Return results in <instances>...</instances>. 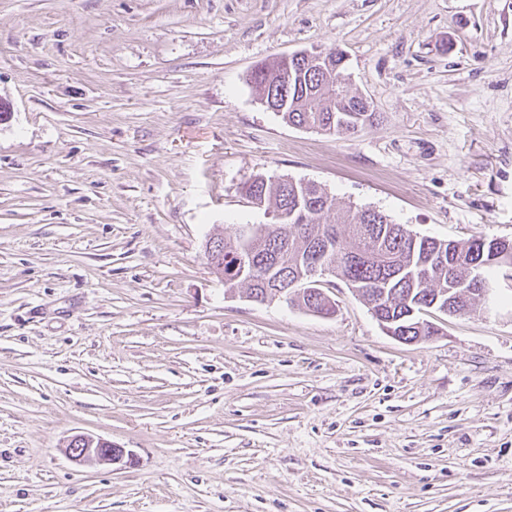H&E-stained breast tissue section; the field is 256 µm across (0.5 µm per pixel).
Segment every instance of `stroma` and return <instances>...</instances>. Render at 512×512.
I'll return each instance as SVG.
<instances>
[{
    "instance_id": "obj_1",
    "label": "stroma",
    "mask_w": 512,
    "mask_h": 512,
    "mask_svg": "<svg viewBox=\"0 0 512 512\" xmlns=\"http://www.w3.org/2000/svg\"><path fill=\"white\" fill-rule=\"evenodd\" d=\"M313 48L377 122L258 100ZM0 101V512H512V289L403 343L342 282L323 318L204 254L266 223L256 174L512 240V0H0ZM252 230L238 229L237 236L233 238H224L223 236L210 237L208 240L213 241L218 246L212 248L213 252L205 250V256L212 272L224 281V288L227 292H235L239 285L247 286V297L254 298L256 302H264L267 299L265 283L260 280L254 281V275L251 271L245 269L242 276L241 263L239 256V249L241 247L237 237L240 241H245ZM223 276V279L220 278ZM68 454L75 462L98 461L106 464L123 462L125 451L113 448L111 441L91 436L77 435L71 439Z\"/></svg>"
}]
</instances>
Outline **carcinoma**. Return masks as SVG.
I'll list each match as a JSON object with an SVG mask.
<instances>
[{"instance_id":"obj_1","label":"carcinoma","mask_w":512,"mask_h":512,"mask_svg":"<svg viewBox=\"0 0 512 512\" xmlns=\"http://www.w3.org/2000/svg\"><path fill=\"white\" fill-rule=\"evenodd\" d=\"M333 54L336 67L325 71L287 63L276 56L257 66L251 81L262 98L270 84L291 72L295 89L279 113L282 120L298 128L316 126L325 131L333 127L334 136H350L372 124L377 113L354 110L357 93L348 86L344 98L336 99V83L346 73V64L341 52L335 50ZM241 191L245 197L263 202L264 211L275 214L288 209V222L272 219L254 229V243L268 258L267 282L254 280L248 269L241 270L240 243L235 237L211 238L216 247L205 256L212 272L223 277L225 291L234 292L245 285L247 297L257 302L267 299L265 284L296 279L304 272L313 249L328 241L335 258L349 257V261L336 265V278L371 305L376 319L389 322L399 335L411 341L420 340L439 332L420 310L431 305L436 310L442 308L451 295L463 290L467 294L460 302L471 308L480 297L479 289L495 284L500 261H512V240L420 236L379 210L353 205L340 208L325 189L301 180L257 174L243 184ZM296 224L301 230L294 233L292 227ZM478 260L485 263L484 278L479 283L470 276V265ZM420 270L427 272L423 285L413 280ZM287 303L319 315L336 312L335 301L317 288H302L288 297Z\"/></svg>"}]
</instances>
